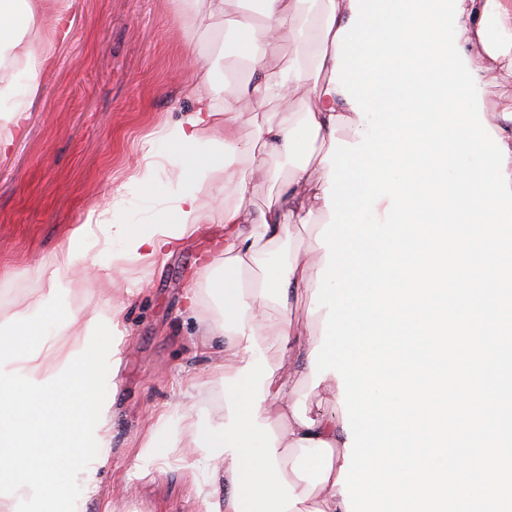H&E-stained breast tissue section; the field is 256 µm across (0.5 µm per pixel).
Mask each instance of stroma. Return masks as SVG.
<instances>
[{
    "mask_svg": "<svg viewBox=\"0 0 512 512\" xmlns=\"http://www.w3.org/2000/svg\"><path fill=\"white\" fill-rule=\"evenodd\" d=\"M219 29L185 41L169 37L180 23L176 0H74L64 19L70 33L56 41L52 62L28 99L29 118L7 155H0V308L41 292L36 267L68 243L73 228L111 195L124 196V220L140 224L149 202L131 184L136 163L162 154L165 123L193 107L180 80L192 66L213 72L210 92L224 97V80L253 79L236 58L222 56L221 38L234 18L256 10L254 0H226ZM297 160L267 159L268 179L252 184L254 212L267 211L292 179ZM224 233L206 224L172 253L126 268L109 267L97 246L85 263L98 280H76L66 301L81 319L104 307L107 295L124 301L118 375L104 373L101 391L112 402V446L98 465L96 487L71 481L78 512H202L198 487L207 474L192 432L178 424L179 406L192 393L199 414L218 415L211 395L223 392L215 365L224 339L202 335L184 311L195 260L224 250ZM284 372L311 414L343 416L344 400L317 381L303 361L287 355ZM159 456L149 460V438Z\"/></svg>",
    "mask_w": 512,
    "mask_h": 512,
    "instance_id": "35a3bbf8",
    "label": "stroma"
}]
</instances>
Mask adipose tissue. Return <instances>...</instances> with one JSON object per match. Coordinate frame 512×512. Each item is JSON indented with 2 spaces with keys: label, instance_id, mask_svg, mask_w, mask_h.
<instances>
[{
  "label": "adipose tissue",
  "instance_id": "ef3b65f1",
  "mask_svg": "<svg viewBox=\"0 0 512 512\" xmlns=\"http://www.w3.org/2000/svg\"><path fill=\"white\" fill-rule=\"evenodd\" d=\"M307 0H258V13L241 15L235 32L220 52L257 65L282 31L298 43L316 36L313 65L295 56L279 74L242 88L224 82V99L215 103L203 88L211 70L192 67L185 89L194 107L165 124L161 137L173 159L176 191L147 224H127L116 196L90 212L77 225L66 247L43 266L48 283L40 295L0 312V490L27 488L32 512H73L69 477L75 462L89 458L82 471L91 484L95 463L104 461L111 446L110 403L99 395L103 370L119 365L113 341L123 311L79 322L61 304L76 273L96 279L92 266H79L83 246L92 241L110 255L113 265L152 259L173 241L193 236L200 225L221 224L232 234L222 255L205 258L199 287L188 289L186 311L199 316L205 301L216 304L219 326H205L208 336H224V414L198 419L195 404L185 401L181 420L200 441V456L210 472L200 487L204 512H346L339 468L347 432L342 421L312 415L302 408L294 385L284 380L282 365L269 358L273 346L287 347L292 334L289 299L297 289L315 290L307 275L310 263L298 251L265 266V242H281L288 224L314 218L313 200L324 197V183L311 181L307 166H299L274 212L256 222L250 205L254 177L264 174L272 155L299 158L313 141L335 144L338 131L365 130L329 76L335 65V34L352 16L350 0H327L322 12H307ZM73 0H0V73L21 65L29 89H37L41 71L51 60L47 49L34 53L26 39L50 44L65 39L62 29L47 31L46 14L64 17ZM459 44L470 66L482 72L485 60L512 68V0H470L459 16ZM302 92L319 101L316 110L293 112L289 103ZM284 104L281 120L260 129L255 142L241 140L236 119L244 104L263 111L270 100ZM0 154L7 153L27 118V104L18 99L11 80L0 76ZM223 179L234 189L232 201L212 197L203 202L206 182ZM265 271L258 284L245 273L256 266ZM295 452L294 467L283 458Z\"/></svg>",
  "mask_w": 512,
  "mask_h": 512
}]
</instances>
